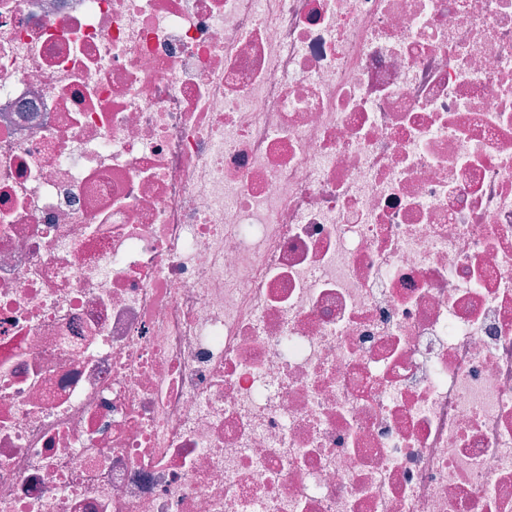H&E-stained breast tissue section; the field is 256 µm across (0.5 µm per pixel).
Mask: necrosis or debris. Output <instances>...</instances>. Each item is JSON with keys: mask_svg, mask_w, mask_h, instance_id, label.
Segmentation results:
<instances>
[{"mask_svg": "<svg viewBox=\"0 0 512 512\" xmlns=\"http://www.w3.org/2000/svg\"><path fill=\"white\" fill-rule=\"evenodd\" d=\"M0 512H512V0H0Z\"/></svg>", "mask_w": 512, "mask_h": 512, "instance_id": "4bbe7bcc", "label": "necrosis or debris"}]
</instances>
